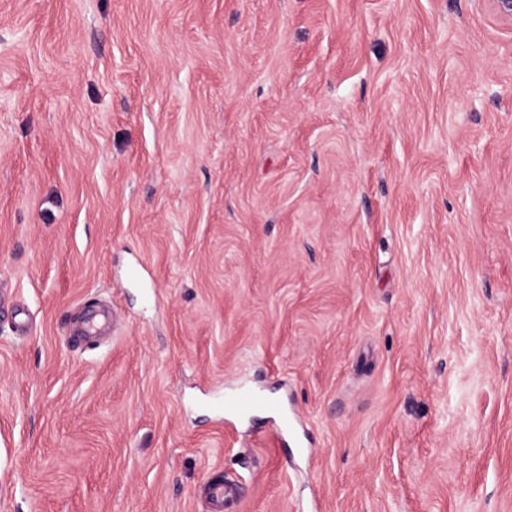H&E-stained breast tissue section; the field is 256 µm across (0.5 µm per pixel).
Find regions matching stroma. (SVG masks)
I'll use <instances>...</instances> for the list:
<instances>
[{"label": "stroma", "mask_w": 512, "mask_h": 512, "mask_svg": "<svg viewBox=\"0 0 512 512\" xmlns=\"http://www.w3.org/2000/svg\"><path fill=\"white\" fill-rule=\"evenodd\" d=\"M1 288L0 512H512V24L0 0ZM116 316L110 310H94L92 311L85 323L83 335L87 343L93 342L94 338L104 330L115 327ZM263 402L262 396L257 392L246 391L237 394L231 400H219L215 403L218 409L223 406L224 413H246L257 407ZM206 494L211 505V512H223L225 504L234 499L236 490L228 482H211L207 485Z\"/></svg>", "instance_id": "1"}]
</instances>
